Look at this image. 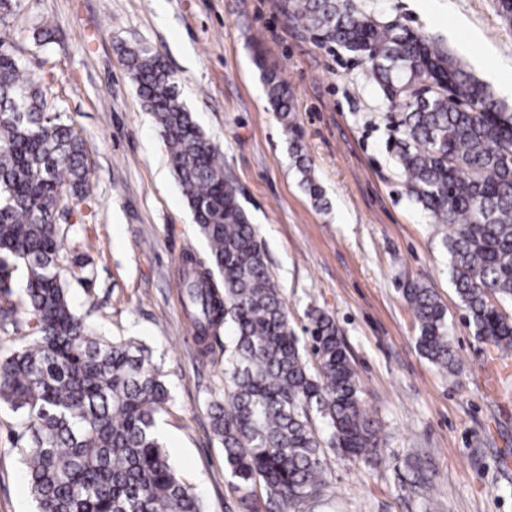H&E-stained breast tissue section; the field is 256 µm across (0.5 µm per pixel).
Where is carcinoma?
Segmentation results:
<instances>
[{"label":"carcinoma","mask_w":512,"mask_h":512,"mask_svg":"<svg viewBox=\"0 0 512 512\" xmlns=\"http://www.w3.org/2000/svg\"><path fill=\"white\" fill-rule=\"evenodd\" d=\"M285 8L304 29L363 57L382 97L402 108L394 154L409 192L446 229L450 277L474 336L511 352L512 319L492 299L512 300V112L424 36L372 19L352 0H288ZM125 60L209 245V264L191 253L182 259L200 353L221 327L231 330L224 388L208 404L224 467L241 500L257 502L259 487L292 507L326 483L311 413L348 460L380 451L351 356L322 311L311 314L307 340L290 328L262 242L160 53L127 48ZM256 64L270 104L293 129L288 85L263 54ZM47 108L0 37V293L11 294L16 270L26 278L23 297L0 309V328L28 331L0 357V403L28 434L20 454L30 495L37 512H205L165 450L158 417L170 392L148 348L99 334L68 299L55 216L68 194L93 201L82 137ZM295 152L303 189L323 203L300 146ZM404 294L420 353L454 368L436 293L414 283Z\"/></svg>","instance_id":"obj_1"}]
</instances>
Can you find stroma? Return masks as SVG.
<instances>
[{"mask_svg":"<svg viewBox=\"0 0 512 512\" xmlns=\"http://www.w3.org/2000/svg\"><path fill=\"white\" fill-rule=\"evenodd\" d=\"M364 14L431 36L512 109V24L499 0H353ZM284 0H19L0 22L24 72L85 142L90 202L66 199L61 256L91 263L69 279L75 308L108 336L151 351L170 389L164 444L205 512H249L230 487L208 403L224 386V341L201 355L181 287L185 252L209 248L168 164L169 148L121 55L153 48L219 151L225 178L257 229L295 334L319 310L340 328L381 455L350 462L325 447L320 498L287 512H512V363L479 342L450 280L445 232L410 196L392 150L399 107L383 102L361 56L297 26ZM287 83L285 129L255 62ZM300 143L325 193L300 185ZM420 282L447 311L453 370L418 351L403 290ZM26 438L0 405V512H35L19 454Z\"/></svg>","mask_w":512,"mask_h":512,"instance_id":"obj_1","label":"stroma"}]
</instances>
